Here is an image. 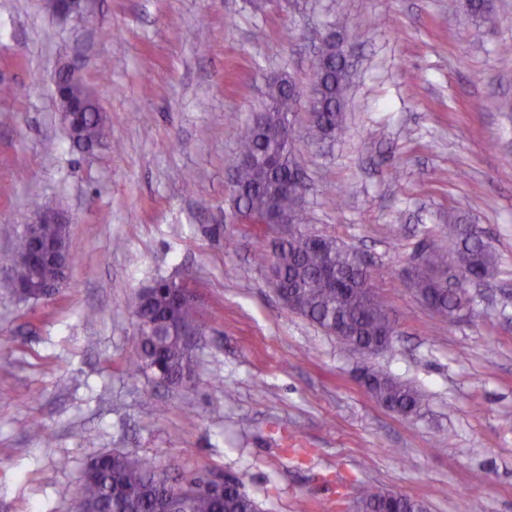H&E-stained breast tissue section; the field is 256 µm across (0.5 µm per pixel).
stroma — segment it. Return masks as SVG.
Masks as SVG:
<instances>
[{"mask_svg": "<svg viewBox=\"0 0 512 512\" xmlns=\"http://www.w3.org/2000/svg\"><path fill=\"white\" fill-rule=\"evenodd\" d=\"M492 3L480 22L448 0H91L84 18L0 0V84L18 90L0 97V255L37 201L77 257L49 300H17L0 267V512H74L87 461L125 451L173 482L242 478L262 512H353L336 485L357 481L427 512H512V0ZM332 30L352 84L320 145L308 100ZM64 61L109 128L91 152L61 124ZM281 78L300 93L310 227L376 272L396 334L366 362L421 391L420 416L379 404L349 345L285 311L264 231L238 214L237 129ZM453 220L484 228L496 266L448 322L405 271ZM170 278L206 325L179 387L126 366L128 303Z\"/></svg>", "mask_w": 512, "mask_h": 512, "instance_id": "obj_1", "label": "stroma"}]
</instances>
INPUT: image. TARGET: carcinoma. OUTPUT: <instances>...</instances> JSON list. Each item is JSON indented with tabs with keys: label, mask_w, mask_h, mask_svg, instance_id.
<instances>
[{
	"label": "carcinoma",
	"mask_w": 512,
	"mask_h": 512,
	"mask_svg": "<svg viewBox=\"0 0 512 512\" xmlns=\"http://www.w3.org/2000/svg\"><path fill=\"white\" fill-rule=\"evenodd\" d=\"M473 17L485 19L492 11L490 0H462ZM321 61L331 72L319 98L321 108L309 116V137L322 143L336 138L342 131V106L350 84L351 66L346 57L348 47L336 39H325L320 46ZM291 82L269 87L261 113L271 129L286 128L283 138H269L264 131L247 125L237 135L238 153L250 163L237 169L238 187L242 190L237 207L255 215L273 213L293 225L294 232L268 258V275L277 276L290 302L287 312L300 315L332 333L336 325L348 328L354 336L350 346L357 352L371 346L384 331L394 332L392 321L383 303L375 295L374 275L370 270L356 271V255L339 245L335 239L323 236L321 242L312 239L307 228L304 207L305 177L294 145L296 113L288 94ZM92 111L83 115L80 138L93 146L106 140L104 118L90 93ZM450 245L432 242L427 245L423 265L407 271V283L431 307L440 319L459 300L458 292L439 285L438 273L448 269V254L455 255L458 268L471 277L484 279L494 270V255L483 231L475 224L451 223L446 233ZM31 248L29 235L22 231L14 240L11 251L4 256L21 279L26 278V257ZM174 280H161L144 288L141 303L143 314L154 321L169 322L181 330H192L204 336L206 326L191 304L173 298ZM194 351L168 330L151 328L143 331L127 366L134 373L157 364L173 376L192 374ZM365 372L369 379V394L388 409L405 416L417 415L424 406L423 395L413 387L371 367ZM355 512H381L383 495L362 482L354 484ZM77 508L84 512H164L177 506L178 512H261L255 499L238 478L235 484L215 494L205 488V479L194 476L174 490L166 478L149 462L133 453L101 454L87 462L82 483L76 492Z\"/></svg>",
	"instance_id": "cac0c4a2"
}]
</instances>
